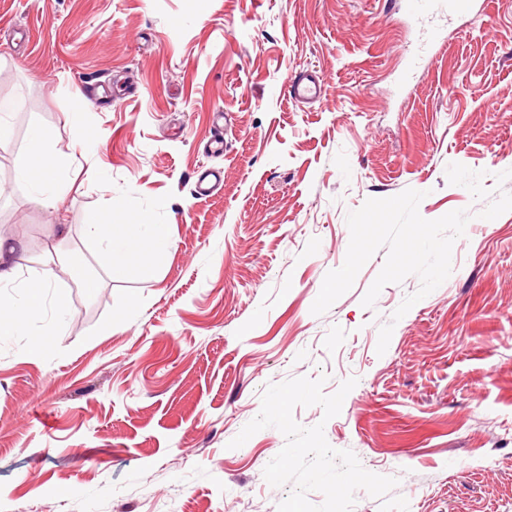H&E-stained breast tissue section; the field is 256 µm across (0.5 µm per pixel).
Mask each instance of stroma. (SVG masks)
<instances>
[{"instance_id":"35a3bbf8","label":"stroma","mask_w":512,"mask_h":512,"mask_svg":"<svg viewBox=\"0 0 512 512\" xmlns=\"http://www.w3.org/2000/svg\"><path fill=\"white\" fill-rule=\"evenodd\" d=\"M415 35L404 0H0V238L25 269L71 225L93 281L59 274L45 320L0 338V512H277L283 434L228 443L298 377L356 378L339 415L293 416L399 480L353 512H512V0L440 31L404 84ZM303 70L322 101L290 98ZM34 121L81 156L52 208L16 176ZM206 162L224 183L198 199ZM409 188L424 219L470 214L447 280L397 321L417 276L364 307L382 248L313 315L347 214ZM104 216L163 225L166 250L104 260L83 230Z\"/></svg>"}]
</instances>
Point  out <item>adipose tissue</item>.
Wrapping results in <instances>:
<instances>
[{"label": "adipose tissue", "instance_id": "ef3b65f1", "mask_svg": "<svg viewBox=\"0 0 512 512\" xmlns=\"http://www.w3.org/2000/svg\"><path fill=\"white\" fill-rule=\"evenodd\" d=\"M76 157L63 158L53 150V135L46 127L34 124L28 130V151L21 161L17 177L25 183L31 199L44 207L54 206L70 181ZM70 228L65 224L52 225L48 238L50 246L39 257L40 272L27 279H19L12 260L18 249L17 242L0 240V284L18 283L21 292L0 295V310L8 311L10 332H25L43 315L45 292L51 286L52 265L61 263L60 245L68 237ZM87 238L104 254L117 249L140 247L151 254L161 255L164 250L163 227L159 224H113L107 221L85 227Z\"/></svg>", "mask_w": 512, "mask_h": 512}]
</instances>
